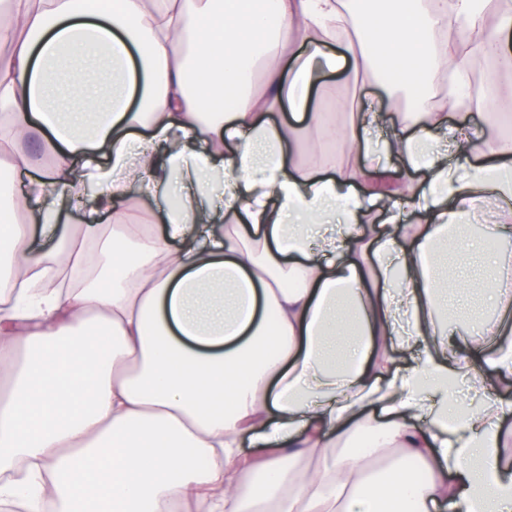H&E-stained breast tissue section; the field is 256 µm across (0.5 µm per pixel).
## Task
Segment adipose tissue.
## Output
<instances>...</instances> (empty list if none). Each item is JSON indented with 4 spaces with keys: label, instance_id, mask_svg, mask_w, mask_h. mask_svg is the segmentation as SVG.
Listing matches in <instances>:
<instances>
[{
    "label": "adipose tissue",
    "instance_id": "obj_1",
    "mask_svg": "<svg viewBox=\"0 0 512 512\" xmlns=\"http://www.w3.org/2000/svg\"><path fill=\"white\" fill-rule=\"evenodd\" d=\"M485 6L0 0V213L24 216L0 225L1 501L512 512V256L484 244L512 225L462 235L475 208L512 209V139L448 124L502 101L462 85L385 136L372 104L316 99L324 72L354 85L387 58L385 87L414 92L477 52L511 72L512 0L489 38H453L483 29ZM283 107L290 121L267 120ZM393 156L420 177L390 192ZM157 195L159 230L134 207ZM80 202L107 230L61 229ZM36 228L51 255L32 250ZM72 268L81 286H27ZM474 293L495 316L462 335ZM463 381L478 407L455 403Z\"/></svg>",
    "mask_w": 512,
    "mask_h": 512
}]
</instances>
